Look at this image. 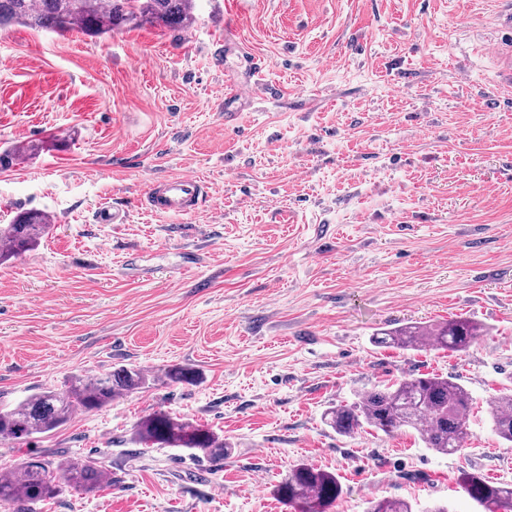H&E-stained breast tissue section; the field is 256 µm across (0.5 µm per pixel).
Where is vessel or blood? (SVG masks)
I'll use <instances>...</instances> for the list:
<instances>
[{
  "mask_svg": "<svg viewBox=\"0 0 512 512\" xmlns=\"http://www.w3.org/2000/svg\"><path fill=\"white\" fill-rule=\"evenodd\" d=\"M210 191L199 177L179 174L161 180L151 188L145 207L163 217H185L195 212Z\"/></svg>",
  "mask_w": 512,
  "mask_h": 512,
  "instance_id": "obj_1",
  "label": "vessel or blood"
}]
</instances>
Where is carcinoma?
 I'll return each instance as SVG.
<instances>
[{
	"label": "carcinoma",
	"instance_id": "carcinoma-1",
	"mask_svg": "<svg viewBox=\"0 0 512 512\" xmlns=\"http://www.w3.org/2000/svg\"><path fill=\"white\" fill-rule=\"evenodd\" d=\"M195 0H0V26L22 24L58 34L81 31L106 34L120 26L162 25L186 28L194 19ZM50 223L45 212L32 209L16 215L0 235V263L35 246ZM481 325L465 318L451 319L435 327L413 325L386 330L375 338L379 344L415 349L429 343L441 349L462 352L481 335ZM164 377L174 383L196 384L197 371L182 366L168 368ZM141 371L119 368L86 381L79 379L62 390L32 395L9 409H0V438L26 441L35 434L66 425L79 411L101 409L112 400L139 388ZM473 399L468 389L453 378L423 375L401 380L384 390L358 395L350 405L330 410L325 419L342 436H352L369 427L392 435L415 429L427 447L449 455L463 449L465 420ZM493 431L505 444H512V390L487 403ZM139 441L160 448L197 450L207 458L224 457V442L190 422L166 415L137 426ZM103 472L92 459L64 460L51 470L35 458L20 460L0 472V505L8 512H32L31 505L57 496L64 488L92 492L102 485ZM460 484L484 512H512V484L495 483L476 472H465ZM282 495L297 512H331L342 495L336 475L299 465L281 487ZM366 512H415L411 502L382 498L370 502Z\"/></svg>",
	"mask_w": 512,
	"mask_h": 512
}]
</instances>
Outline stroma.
<instances>
[{
    "instance_id": "1",
    "label": "stroma",
    "mask_w": 512,
    "mask_h": 512,
    "mask_svg": "<svg viewBox=\"0 0 512 512\" xmlns=\"http://www.w3.org/2000/svg\"><path fill=\"white\" fill-rule=\"evenodd\" d=\"M491 0H196L184 29L90 36L0 28V225L51 227L0 265V407L77 377L142 370L145 388L23 443L94 458L108 480L36 512H292L276 488L305 463L336 475L332 512L372 499L478 512L461 471L512 483L487 400L512 388V81L487 54ZM262 68L264 98L222 92ZM213 196L163 218L137 200L177 174ZM121 224L97 223L104 205ZM462 317L466 351L374 334ZM199 371L173 383L171 366ZM421 374L471 393L462 451L404 429L346 437L327 411ZM165 413L209 429L221 460L140 443Z\"/></svg>"
}]
</instances>
